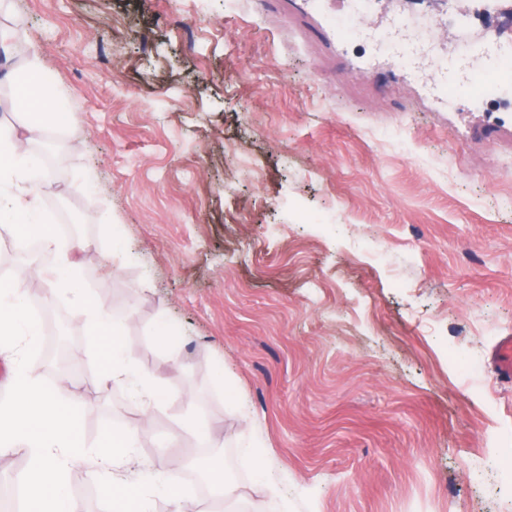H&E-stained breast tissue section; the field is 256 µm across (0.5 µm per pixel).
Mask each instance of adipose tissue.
<instances>
[{
    "label": "adipose tissue",
    "mask_w": 512,
    "mask_h": 512,
    "mask_svg": "<svg viewBox=\"0 0 512 512\" xmlns=\"http://www.w3.org/2000/svg\"><path fill=\"white\" fill-rule=\"evenodd\" d=\"M42 73L43 61L33 53L21 69L8 71L5 76L21 108L15 124L0 125V222L18 224L24 235L38 237L43 247L55 254L56 262L48 270L52 292L69 298L73 313L83 320L88 336L102 344L107 356L103 386L126 387L136 405L148 414L169 399L163 380L137 370L122 339L123 321L99 307L79 286L70 250L60 248L50 225L41 219L47 172L31 153L28 140L58 136L68 131L71 121L63 103L48 92Z\"/></svg>",
    "instance_id": "obj_1"
}]
</instances>
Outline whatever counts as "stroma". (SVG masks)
<instances>
[{"mask_svg":"<svg viewBox=\"0 0 512 512\" xmlns=\"http://www.w3.org/2000/svg\"><path fill=\"white\" fill-rule=\"evenodd\" d=\"M472 2L379 0L362 21L339 0L326 19L311 0L0 13L72 114L36 148L42 210L53 225L75 211L80 286L172 396L145 416L126 389L100 391L103 350L40 276L50 255L13 257L20 232L0 223V273L28 270L29 303L72 339L68 373L42 351L34 375L76 397L86 449L110 423L156 471L181 457L193 512H216L193 463L217 457L244 493L235 512H512V384L491 365L512 336V101L439 109L441 63L463 88L482 56L450 24L430 57L418 25L465 11L512 52V21ZM189 403L210 445L182 431Z\"/></svg>","mask_w":512,"mask_h":512,"instance_id":"35a3bbf8","label":"stroma"}]
</instances>
